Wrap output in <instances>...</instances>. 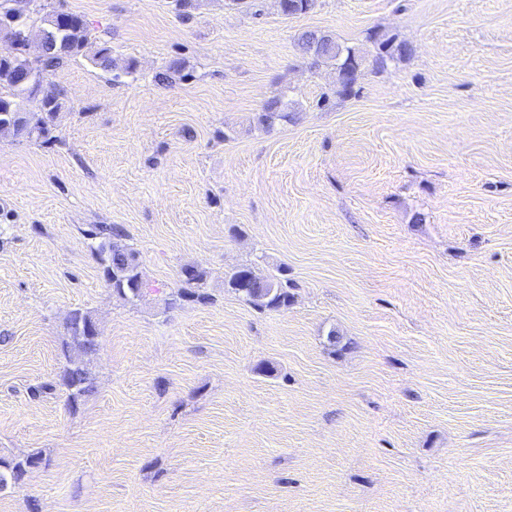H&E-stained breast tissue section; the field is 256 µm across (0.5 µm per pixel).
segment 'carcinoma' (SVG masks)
<instances>
[{
	"mask_svg": "<svg viewBox=\"0 0 512 512\" xmlns=\"http://www.w3.org/2000/svg\"><path fill=\"white\" fill-rule=\"evenodd\" d=\"M18 0H0V36L8 46L0 49V132L18 140L48 142L54 138L58 128L62 103L59 94L49 88L40 90L19 83L25 71L39 70L46 75L54 71L64 60L86 55L90 44V30L83 16L68 12L62 22L51 21L52 14L43 16V43L36 56H31L26 33V17L14 14ZM316 0H277L281 15L305 14L315 7ZM375 45L372 66L386 67L395 60L411 56L412 49L394 36L375 33L370 36ZM301 51L310 56L312 65L331 64L336 76L347 73L340 79L336 93L342 97L356 94L359 76L366 62L365 53L358 47L343 45L335 38L305 31L298 38ZM91 60L102 70L112 69V50L102 44L93 52ZM6 92H1V89ZM35 104V110L21 113L18 124L4 122V114L14 112L22 101ZM289 113L280 109L278 102L269 103L256 117L257 124L269 130L288 121ZM88 236L100 239L95 248L98 261L105 272V281L112 294L133 303L152 290L145 278L136 252L123 242V229L110 224H96ZM250 275V282L243 284L233 272L224 274V287L256 310H277L291 302L288 280L283 275L261 276L250 266L242 267ZM206 270L185 264L179 271L178 285L167 293L165 309L176 308L183 301L192 300L202 304L214 302V296L204 288ZM95 324L92 314L76 309L63 324L61 355L63 366L52 379L29 388L33 397L43 394H66L71 406L95 390L93 358L97 352L98 339L88 334ZM43 461L41 452L14 456H0V491L13 488L26 478L30 465Z\"/></svg>",
	"mask_w": 512,
	"mask_h": 512,
	"instance_id": "carcinoma-1",
	"label": "carcinoma"
}]
</instances>
